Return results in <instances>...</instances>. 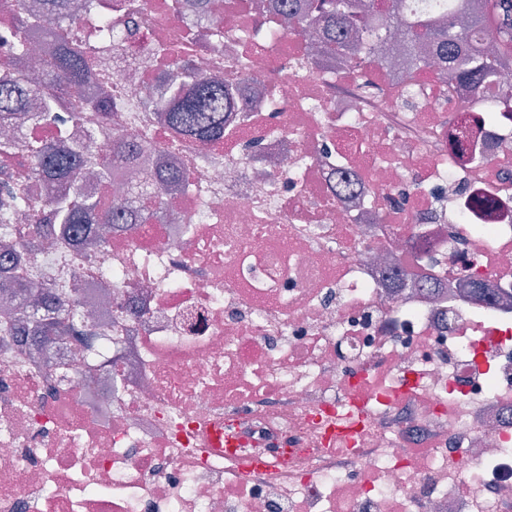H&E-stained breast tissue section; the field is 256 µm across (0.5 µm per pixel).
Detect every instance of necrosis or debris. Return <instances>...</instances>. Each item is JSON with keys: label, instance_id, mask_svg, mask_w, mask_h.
<instances>
[{"label": "necrosis or debris", "instance_id": "1", "mask_svg": "<svg viewBox=\"0 0 512 512\" xmlns=\"http://www.w3.org/2000/svg\"><path fill=\"white\" fill-rule=\"evenodd\" d=\"M140 2L97 58L112 130L189 189L90 262L33 253L32 279L79 277V311L112 288L93 347L36 363L0 335V512H512V76L474 112L390 43L352 69L223 0L212 49ZM174 60L247 95L223 145L146 114Z\"/></svg>", "mask_w": 512, "mask_h": 512}]
</instances>
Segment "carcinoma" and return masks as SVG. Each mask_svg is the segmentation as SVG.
Here are the masks:
<instances>
[{"label":"carcinoma","mask_w":512,"mask_h":512,"mask_svg":"<svg viewBox=\"0 0 512 512\" xmlns=\"http://www.w3.org/2000/svg\"><path fill=\"white\" fill-rule=\"evenodd\" d=\"M198 16L207 20L206 30H219L216 0H195ZM272 12L281 16L280 24L293 33L310 30L311 17H316L321 48H334L347 62H357L371 50L374 42L396 32L401 35L403 53L411 64L438 61L433 50L438 48L448 60L443 74L450 82H466L470 98L466 108L487 111L486 90L501 84V77L512 66V0H458L448 16L403 17L399 0H385L379 7L375 0H273ZM16 33L14 48L20 57L30 55L33 40L55 36L53 57L44 74L42 89L37 91L8 77L0 78V120L9 110L26 108L34 119L51 122L62 107L59 90L69 85H84L90 77L89 52L92 44L113 42L112 26L100 23L94 43L75 34L77 19L70 15L67 0H12V9L0 21ZM496 24L499 41L492 50L480 44L482 31ZM112 78L99 74L92 96L71 108L69 119L82 128L78 137L69 129L59 130L55 144L47 146L32 140L26 146L25 160L30 173L57 185L56 192L40 199L29 195L14 178L1 157L14 153V140H0V225L9 224L14 214L26 211L32 223L16 231L12 239L0 242V257L12 256L21 265L22 251L32 246L42 220L57 226L61 246L86 244L91 250L105 247L106 242L93 237L81 240L83 234L97 224H139L156 218L163 210L165 191L183 180L173 162L164 164L165 173L152 184H145L134 194L136 209L127 214L108 212L100 200L84 190V170L91 164L88 147L112 125ZM236 95L224 85L178 63L168 70L162 83L148 90L144 105L155 118L170 129L172 135L185 142L218 143L224 141L225 102H235ZM138 150L132 136L115 138L112 159L95 164V175L108 180L114 175L119 159ZM17 301L0 308V320L8 330L29 323L40 336H86L81 321H73L44 305V288L31 279L18 278Z\"/></svg>","instance_id":"1"}]
</instances>
